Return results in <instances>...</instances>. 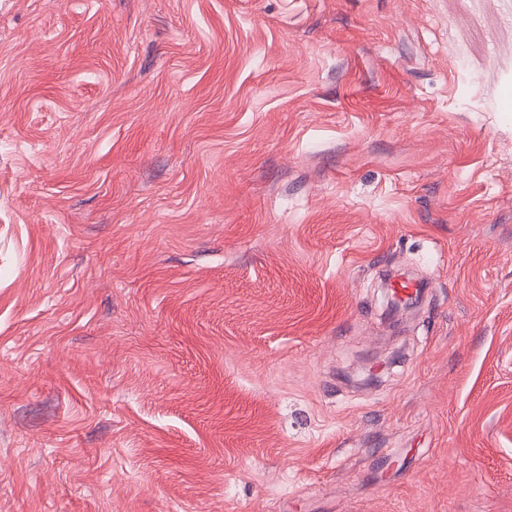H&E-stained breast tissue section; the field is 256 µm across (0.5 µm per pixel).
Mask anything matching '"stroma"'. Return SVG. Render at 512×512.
I'll list each match as a JSON object with an SVG mask.
<instances>
[{"instance_id": "1", "label": "stroma", "mask_w": 512, "mask_h": 512, "mask_svg": "<svg viewBox=\"0 0 512 512\" xmlns=\"http://www.w3.org/2000/svg\"><path fill=\"white\" fill-rule=\"evenodd\" d=\"M507 72L512 0H0V512H512Z\"/></svg>"}]
</instances>
